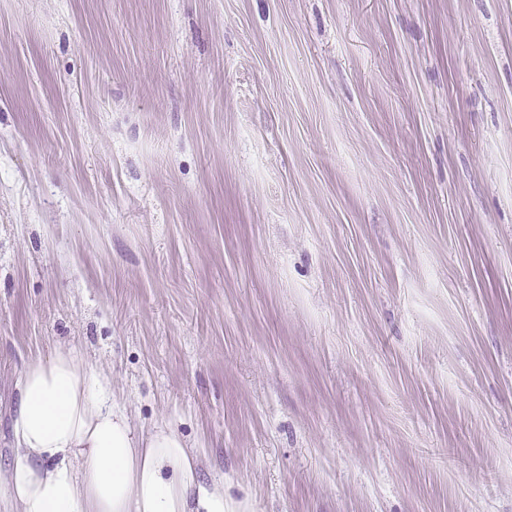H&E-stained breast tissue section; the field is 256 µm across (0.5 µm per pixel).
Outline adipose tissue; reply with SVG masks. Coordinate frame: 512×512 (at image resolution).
Segmentation results:
<instances>
[{"instance_id":"1","label":"adipose tissue","mask_w":512,"mask_h":512,"mask_svg":"<svg viewBox=\"0 0 512 512\" xmlns=\"http://www.w3.org/2000/svg\"><path fill=\"white\" fill-rule=\"evenodd\" d=\"M7 512H232L164 420L139 429L97 365L59 350L29 366L13 420Z\"/></svg>"}]
</instances>
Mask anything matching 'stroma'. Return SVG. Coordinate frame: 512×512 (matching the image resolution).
I'll return each instance as SVG.
<instances>
[{
  "label": "stroma",
  "instance_id": "1",
  "mask_svg": "<svg viewBox=\"0 0 512 512\" xmlns=\"http://www.w3.org/2000/svg\"><path fill=\"white\" fill-rule=\"evenodd\" d=\"M61 348L236 512H512V0H0V497Z\"/></svg>",
  "mask_w": 512,
  "mask_h": 512
}]
</instances>
